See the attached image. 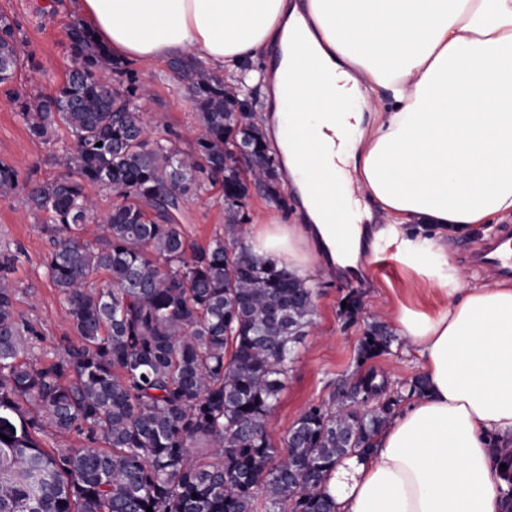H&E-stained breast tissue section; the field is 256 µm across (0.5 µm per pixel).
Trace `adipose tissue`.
Listing matches in <instances>:
<instances>
[{
  "instance_id": "1",
  "label": "adipose tissue",
  "mask_w": 512,
  "mask_h": 512,
  "mask_svg": "<svg viewBox=\"0 0 512 512\" xmlns=\"http://www.w3.org/2000/svg\"><path fill=\"white\" fill-rule=\"evenodd\" d=\"M81 14L114 56L188 54L235 87L251 77L247 60L280 49L265 120L301 208L251 225V250L300 276L321 260L356 266L367 230L355 222V167L404 235L403 258L447 299L433 316L397 314L427 391L369 455L336 466V512H503L512 285L458 288L443 244L512 219V0H81ZM379 87L393 103L363 129L352 103ZM324 181L339 188L329 203Z\"/></svg>"
}]
</instances>
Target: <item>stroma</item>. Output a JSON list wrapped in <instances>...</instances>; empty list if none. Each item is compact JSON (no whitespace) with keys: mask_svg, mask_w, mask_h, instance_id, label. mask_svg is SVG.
Instances as JSON below:
<instances>
[{"mask_svg":"<svg viewBox=\"0 0 512 512\" xmlns=\"http://www.w3.org/2000/svg\"><path fill=\"white\" fill-rule=\"evenodd\" d=\"M0 12L15 20L27 39L30 63L20 70L19 83L35 93L52 92L72 65L67 29L80 16L78 0H0ZM135 67L149 88L142 106L144 119L162 120L160 136L178 135V147L191 150L200 133L196 110L172 80L167 61H139ZM52 149L29 136L17 108L0 92V161L21 175L47 181L61 172L50 159ZM355 196L369 208L372 218L365 226L377 239L362 245L369 259L361 276L322 264L315 265L309 276L314 290L313 322L294 348L288 379L266 421L268 438L278 448L284 447L290 428L309 407H336L338 388L358 381L357 350L372 323L385 325L395 339L388 352L367 361V369L384 380L383 397L408 391L424 371L416 346L400 335L396 315L404 306L434 314L446 303L433 282L403 262L400 243L391 234L380 205L363 191ZM43 220V214L26 205L23 193L0 201V253L16 256L15 309L41 332L35 355L48 363L55 360L71 328L63 299L45 268L53 243L43 230ZM179 222L190 240L202 247L222 236L224 207L218 192L185 202ZM351 296L359 298L360 310L350 318L343 314L342 303Z\"/></svg>","mask_w":512,"mask_h":512,"instance_id":"35a3bbf8","label":"stroma"}]
</instances>
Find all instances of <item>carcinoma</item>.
<instances>
[{
  "label": "carcinoma",
  "instance_id": "1",
  "mask_svg": "<svg viewBox=\"0 0 512 512\" xmlns=\"http://www.w3.org/2000/svg\"><path fill=\"white\" fill-rule=\"evenodd\" d=\"M73 67L51 93L16 84L27 56L20 25L0 14V89L29 134L73 147L52 181L20 180L0 162V199L15 190L46 216V269L68 308L75 340L48 364L25 357L40 333L15 312L13 260L0 256V512H335L326 483L343 459L364 456L399 395L369 411L376 374L341 393L334 410H306L286 451L265 419L283 389L294 345L312 323L314 291L243 241L250 185L282 201L279 162L252 112L224 77L191 56L169 62L202 133L190 152L155 136L138 109L145 86L83 21L67 32ZM257 168L224 167L235 152ZM117 199L98 219L86 189ZM220 188L225 235L199 247L176 223L191 197ZM101 282L91 281L98 273ZM370 326L358 364L388 350ZM54 439L43 446L42 437Z\"/></svg>",
  "mask_w": 512,
  "mask_h": 512
}]
</instances>
